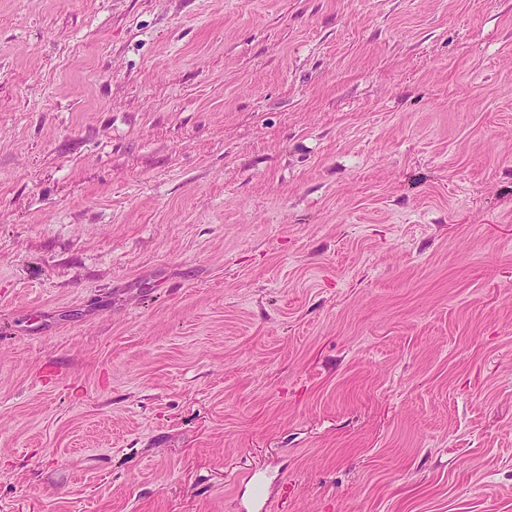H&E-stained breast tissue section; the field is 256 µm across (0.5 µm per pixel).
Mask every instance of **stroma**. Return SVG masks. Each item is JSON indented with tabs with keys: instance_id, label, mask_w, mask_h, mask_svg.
I'll return each instance as SVG.
<instances>
[{
	"instance_id": "stroma-1",
	"label": "stroma",
	"mask_w": 512,
	"mask_h": 512,
	"mask_svg": "<svg viewBox=\"0 0 512 512\" xmlns=\"http://www.w3.org/2000/svg\"><path fill=\"white\" fill-rule=\"evenodd\" d=\"M512 512V0H0V512Z\"/></svg>"
}]
</instances>
